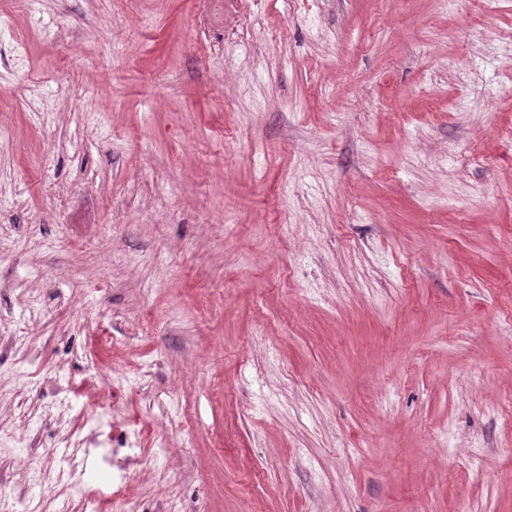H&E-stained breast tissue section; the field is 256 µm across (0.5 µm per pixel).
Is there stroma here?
<instances>
[{
    "label": "stroma",
    "mask_w": 512,
    "mask_h": 512,
    "mask_svg": "<svg viewBox=\"0 0 512 512\" xmlns=\"http://www.w3.org/2000/svg\"><path fill=\"white\" fill-rule=\"evenodd\" d=\"M0 512H512V0H0Z\"/></svg>",
    "instance_id": "1"
}]
</instances>
